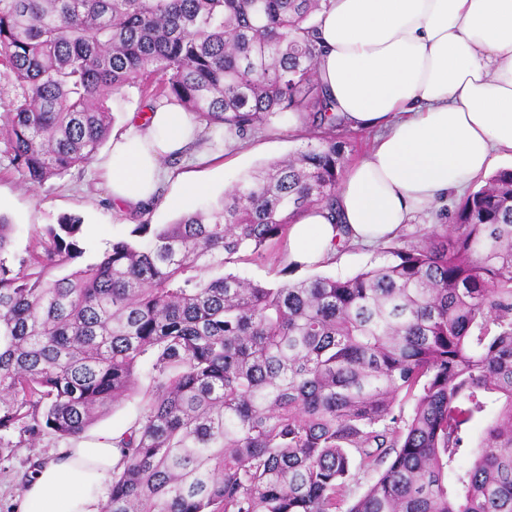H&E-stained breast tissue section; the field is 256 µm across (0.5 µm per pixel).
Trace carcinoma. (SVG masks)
<instances>
[{
  "instance_id": "obj_1",
  "label": "carcinoma",
  "mask_w": 512,
  "mask_h": 512,
  "mask_svg": "<svg viewBox=\"0 0 512 512\" xmlns=\"http://www.w3.org/2000/svg\"><path fill=\"white\" fill-rule=\"evenodd\" d=\"M325 2L0 0L5 152L27 184L92 163L131 87L241 140L288 112L317 140L218 208L162 227L143 210L91 261L64 216L15 265L0 218V432L77 438L149 380L112 438L104 512H512V169L354 276L226 271L334 207L346 126L317 77Z\"/></svg>"
}]
</instances>
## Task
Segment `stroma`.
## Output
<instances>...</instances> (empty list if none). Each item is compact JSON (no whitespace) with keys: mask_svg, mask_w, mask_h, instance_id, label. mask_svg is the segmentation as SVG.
Returning <instances> with one entry per match:
<instances>
[{"mask_svg":"<svg viewBox=\"0 0 512 512\" xmlns=\"http://www.w3.org/2000/svg\"><path fill=\"white\" fill-rule=\"evenodd\" d=\"M308 142L309 135L302 122L289 114L276 122L273 132L256 133L247 148L223 153L208 163L191 164L180 157L165 160V167L207 183L209 190L206 195L187 199L180 207L174 208L167 202L170 188H163L148 216L149 223L155 226L171 224L181 214L218 202L240 175L303 149ZM64 215L80 220L85 234L84 245L91 258L102 253L114 241L130 239L139 222L136 211L123 214L113 211L106 180L96 165L75 167L61 176L30 186L21 181L4 151L0 150V216L15 227L12 253L25 255L36 232L45 225L57 223ZM385 259L381 247L351 245L341 251L335 262L317 270H296L292 277L302 280L318 273L351 275ZM144 405L145 401L139 395L124 401L89 427L81 436V443L94 444L102 435L120 434L140 416ZM70 444V439L48 431L32 443L15 449L12 454L0 457V512H16L17 497L32 465L47 463L58 449Z\"/></svg>","mask_w":512,"mask_h":512,"instance_id":"obj_1","label":"stroma"}]
</instances>
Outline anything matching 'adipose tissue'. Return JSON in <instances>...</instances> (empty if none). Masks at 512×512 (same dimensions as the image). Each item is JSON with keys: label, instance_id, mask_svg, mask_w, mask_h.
<instances>
[{"label": "adipose tissue", "instance_id": "obj_1", "mask_svg": "<svg viewBox=\"0 0 512 512\" xmlns=\"http://www.w3.org/2000/svg\"><path fill=\"white\" fill-rule=\"evenodd\" d=\"M319 79L336 115L376 130L345 172L334 210L297 215L284 259L322 265L343 242L394 238L414 211L462 193L512 160V0H329L316 20ZM202 126L175 104L130 117L97 161L119 210L152 202L163 158L199 160ZM111 439L65 448L32 474L17 512H102Z\"/></svg>", "mask_w": 512, "mask_h": 512}]
</instances>
